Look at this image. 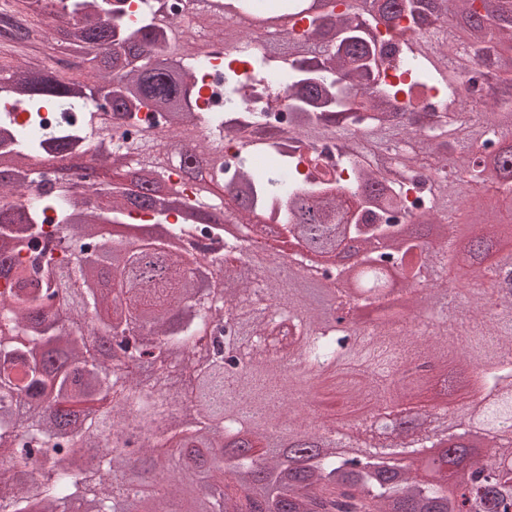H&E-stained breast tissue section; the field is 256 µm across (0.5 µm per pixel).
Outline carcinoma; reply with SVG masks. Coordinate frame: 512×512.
<instances>
[{"label":"carcinoma","instance_id":"carcinoma-1","mask_svg":"<svg viewBox=\"0 0 512 512\" xmlns=\"http://www.w3.org/2000/svg\"><path fill=\"white\" fill-rule=\"evenodd\" d=\"M336 2L270 0L260 17L251 0H207L183 23L129 0H60L31 27L78 64L28 59L0 76V447L36 470L0 465V512H512V250L495 237L512 216V0ZM401 16L413 36L383 48L373 30ZM244 39L262 50L242 74L224 49ZM200 61L223 73L226 107L274 96L283 125L196 111ZM99 97L112 128L91 110L44 129L43 113ZM326 152L349 182L321 169ZM47 158L70 174L42 179ZM133 211L151 215L155 243L107 231ZM462 220L484 267L458 269L471 299L444 309ZM342 255L368 294L340 277ZM385 268L422 313L418 340L401 321L372 324L367 378L346 380L359 326L335 312L389 307ZM450 346L467 366L493 351L471 371L451 450L421 456L426 411L414 470L380 437L358 461L329 450L332 416L388 413L422 386L393 358L445 368ZM290 371L313 377L305 392L284 388ZM278 429L308 453L269 447ZM78 446L96 450L95 472ZM461 470L471 487L457 498Z\"/></svg>","mask_w":512,"mask_h":512}]
</instances>
